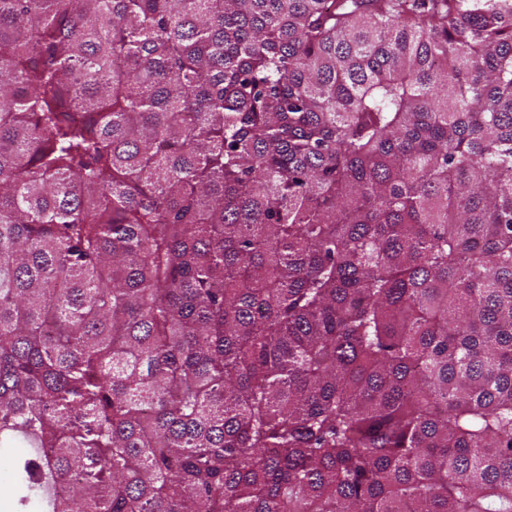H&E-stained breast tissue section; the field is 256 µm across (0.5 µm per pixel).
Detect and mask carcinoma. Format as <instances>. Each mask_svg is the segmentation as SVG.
Listing matches in <instances>:
<instances>
[{"mask_svg": "<svg viewBox=\"0 0 512 512\" xmlns=\"http://www.w3.org/2000/svg\"><path fill=\"white\" fill-rule=\"evenodd\" d=\"M0 465L512 512V0H0Z\"/></svg>", "mask_w": 512, "mask_h": 512, "instance_id": "1", "label": "carcinoma"}]
</instances>
